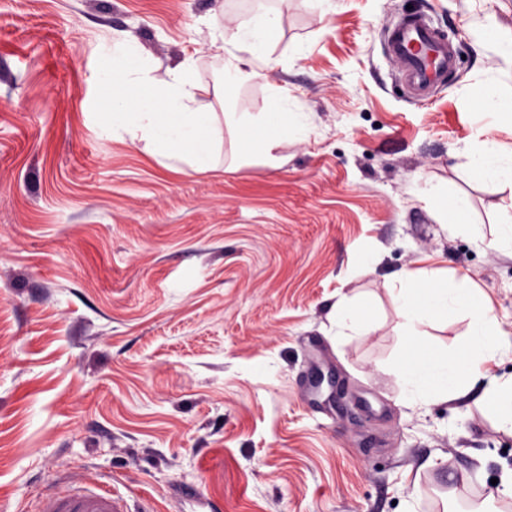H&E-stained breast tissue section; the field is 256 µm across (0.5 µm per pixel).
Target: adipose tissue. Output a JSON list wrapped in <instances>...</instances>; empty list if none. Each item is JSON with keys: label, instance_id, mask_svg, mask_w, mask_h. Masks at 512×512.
I'll list each match as a JSON object with an SVG mask.
<instances>
[{"label": "adipose tissue", "instance_id": "obj_1", "mask_svg": "<svg viewBox=\"0 0 512 512\" xmlns=\"http://www.w3.org/2000/svg\"><path fill=\"white\" fill-rule=\"evenodd\" d=\"M277 27L274 0H249L246 9L225 18L219 26L222 52L212 64L214 78L234 88L245 87L262 71L276 67L267 44ZM103 48L109 64L101 77L123 90L112 99V118L107 124L114 138L148 141L158 156L177 169L185 165L223 167L218 144L206 135L212 110L195 96L193 63L183 62L167 78L159 79L132 57L127 38H109ZM233 118L245 140L263 141L262 158L272 166L278 162L279 135L291 129L306 134L316 126L315 113L280 86L268 89L261 108L234 113ZM469 155L473 171L500 193L497 208L502 220L491 244L512 250V148L477 143L470 146Z\"/></svg>", "mask_w": 512, "mask_h": 512}]
</instances>
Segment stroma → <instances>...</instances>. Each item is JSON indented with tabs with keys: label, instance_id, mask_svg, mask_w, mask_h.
Instances as JSON below:
<instances>
[{
	"label": "stroma",
	"instance_id": "1",
	"mask_svg": "<svg viewBox=\"0 0 512 512\" xmlns=\"http://www.w3.org/2000/svg\"><path fill=\"white\" fill-rule=\"evenodd\" d=\"M239 0H0V512L36 488L110 476L129 512H512V433L486 409L512 357L424 409L399 398L402 318L389 288L444 268L512 335V253L448 236L439 188L492 236L497 188L470 142L483 79H512V0H277L280 63L234 100L213 81V25ZM423 7L459 48L435 101L394 82L384 26ZM502 50L478 52L483 26ZM126 35L163 78L196 64L212 138L248 149L230 115L285 86L317 115L278 167L168 168L105 129L96 47ZM346 296L365 323L340 336ZM346 396L329 402L317 373ZM193 486L195 501L179 498Z\"/></svg>",
	"mask_w": 512,
	"mask_h": 512
}]
</instances>
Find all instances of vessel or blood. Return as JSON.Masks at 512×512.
<instances>
[{"mask_svg": "<svg viewBox=\"0 0 512 512\" xmlns=\"http://www.w3.org/2000/svg\"><path fill=\"white\" fill-rule=\"evenodd\" d=\"M387 56L415 102L429 100L457 66L458 48L420 10L403 13L383 30ZM35 512H125L107 478L89 486H47L35 495Z\"/></svg>", "mask_w": 512, "mask_h": 512, "instance_id": "b4317fda", "label": "vessel or blood"}]
</instances>
